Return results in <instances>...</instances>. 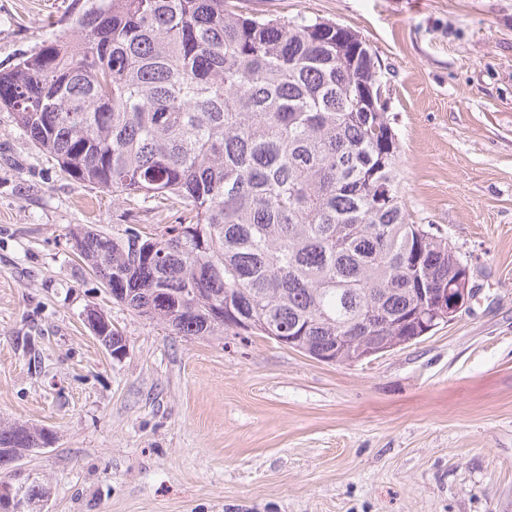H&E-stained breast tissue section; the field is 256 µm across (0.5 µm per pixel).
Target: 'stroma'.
I'll return each mask as SVG.
<instances>
[{"mask_svg":"<svg viewBox=\"0 0 512 512\" xmlns=\"http://www.w3.org/2000/svg\"><path fill=\"white\" fill-rule=\"evenodd\" d=\"M359 33L381 69L416 222L471 264L469 311L351 365L258 337H183L114 301L66 235L159 233L62 174L0 109V424L41 512H512V0H239ZM72 0H0V70ZM124 335L113 358L84 315Z\"/></svg>","mask_w":512,"mask_h":512,"instance_id":"1","label":"stroma"}]
</instances>
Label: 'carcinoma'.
I'll return each mask as SVG.
<instances>
[{
  "instance_id": "obj_1",
  "label": "carcinoma",
  "mask_w": 512,
  "mask_h": 512,
  "mask_svg": "<svg viewBox=\"0 0 512 512\" xmlns=\"http://www.w3.org/2000/svg\"><path fill=\"white\" fill-rule=\"evenodd\" d=\"M73 20V38L0 70V108L70 178L180 206L157 237L68 232L114 300L176 336H303L311 357L341 336L428 334L402 255L423 252L434 291L459 255L410 218L386 107H358L368 44L235 0H84ZM228 299L233 314L210 313ZM44 441L0 425L16 454Z\"/></svg>"
}]
</instances>
